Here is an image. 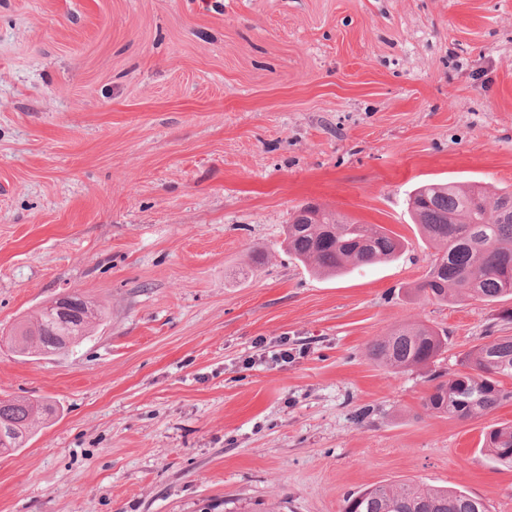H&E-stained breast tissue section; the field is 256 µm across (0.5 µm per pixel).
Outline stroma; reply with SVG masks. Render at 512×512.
Masks as SVG:
<instances>
[{"label": "stroma", "instance_id": "obj_1", "mask_svg": "<svg viewBox=\"0 0 512 512\" xmlns=\"http://www.w3.org/2000/svg\"><path fill=\"white\" fill-rule=\"evenodd\" d=\"M426 180L512 190V0H0V512H343L404 481L512 512L481 417L426 412L512 299L417 293ZM312 203L400 235L323 276L281 248ZM106 313L67 351L3 337L52 299ZM405 324L431 368L374 362ZM290 356L272 360L279 344ZM444 345V336L431 327L403 325L374 342L370 355L381 365L413 370L434 363ZM50 410L49 406H43L24 400L0 399V424L10 423L22 437L32 434L36 418ZM45 412V413H42Z\"/></svg>", "mask_w": 512, "mask_h": 512}]
</instances>
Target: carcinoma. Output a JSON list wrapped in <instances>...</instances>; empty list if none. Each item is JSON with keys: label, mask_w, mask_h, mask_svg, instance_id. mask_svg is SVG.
Listing matches in <instances>:
<instances>
[{"label": "carcinoma", "mask_w": 512, "mask_h": 512, "mask_svg": "<svg viewBox=\"0 0 512 512\" xmlns=\"http://www.w3.org/2000/svg\"><path fill=\"white\" fill-rule=\"evenodd\" d=\"M414 223L435 248L427 278L418 286L437 301L450 296L499 302L512 297V191L490 200L480 189L466 191L451 182H426L409 195ZM284 249L316 272L336 276L348 265L364 266L392 261L402 243L379 224H363L314 204H305L285 226ZM88 320L70 327L51 318L49 306L13 333L12 350L20 357L48 356L92 335L104 313L82 301ZM445 345L439 331L403 325L370 346L372 359L400 370L428 366ZM463 372L448 375L422 398L432 414L448 418L485 415L512 403V336H497L465 353ZM49 406L24 400L0 399V424L10 423L23 437L32 433L36 418ZM485 445L494 459L512 464V425L485 433ZM343 512H486L485 505L463 491L417 482L382 484L349 496Z\"/></svg>", "instance_id": "obj_1"}]
</instances>
